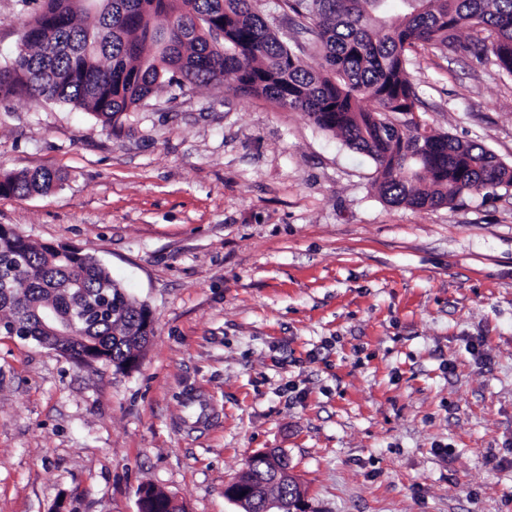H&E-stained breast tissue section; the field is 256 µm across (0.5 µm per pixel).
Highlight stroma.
Here are the masks:
<instances>
[{
    "label": "stroma",
    "instance_id": "stroma-1",
    "mask_svg": "<svg viewBox=\"0 0 512 512\" xmlns=\"http://www.w3.org/2000/svg\"><path fill=\"white\" fill-rule=\"evenodd\" d=\"M40 0H0V66ZM472 31L410 70L420 115L512 166V75ZM0 224L82 249L149 305L131 371L0 335V512H186L283 452L309 512H512V190L392 207L375 163L232 83L122 128L0 97ZM62 180L59 174L50 170L5 172L0 175V196L47 194L57 188Z\"/></svg>",
    "mask_w": 512,
    "mask_h": 512
}]
</instances>
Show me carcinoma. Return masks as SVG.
<instances>
[{
    "mask_svg": "<svg viewBox=\"0 0 512 512\" xmlns=\"http://www.w3.org/2000/svg\"><path fill=\"white\" fill-rule=\"evenodd\" d=\"M43 0L22 23L24 38L0 67V95L54 102L116 127L164 85L179 89L234 81L245 96L304 113L376 165L375 184L391 206L451 205L512 188V168L478 143L462 142L424 121H408L420 98L409 72L422 47L455 49L458 33H480L512 75V0ZM291 11L311 33L318 67L282 41L273 14ZM62 177L50 170L5 172L0 196L47 194ZM92 254L60 257L49 244L0 236V331L41 336L39 315L56 311L82 342L58 336L62 356L83 365L92 350L118 369L147 343L143 313ZM244 480L266 477L269 462L246 461ZM292 500L294 482L268 488Z\"/></svg>",
    "mask_w": 512,
    "mask_h": 512,
    "instance_id": "1",
    "label": "carcinoma"
}]
</instances>
